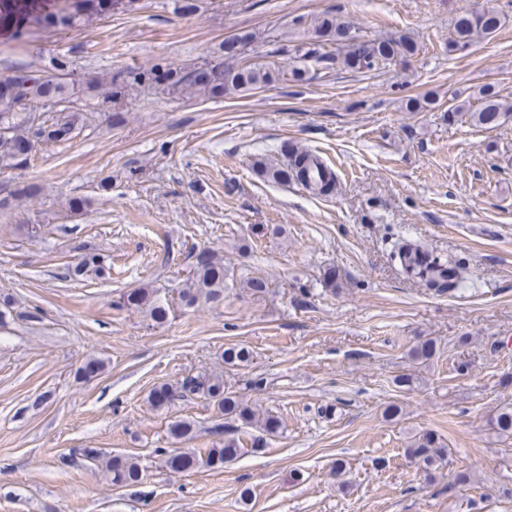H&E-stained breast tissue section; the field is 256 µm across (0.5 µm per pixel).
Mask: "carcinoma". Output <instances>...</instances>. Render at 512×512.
<instances>
[{"mask_svg": "<svg viewBox=\"0 0 512 512\" xmlns=\"http://www.w3.org/2000/svg\"><path fill=\"white\" fill-rule=\"evenodd\" d=\"M135 0H0V32L10 40L21 39L20 28L28 33L48 28L65 30L86 21L107 14L125 12L132 8ZM501 26V18L494 12L465 13L458 18L448 42L451 50L465 49L495 33ZM349 25L335 17H324L313 23L307 30L313 47L304 50L291 46L293 38L285 37L278 51L289 56L296 66L290 71L291 78L302 81L311 73L308 62L326 69L336 61L368 72L382 71L397 59L412 55L416 51L414 40L407 35L384 40H360L350 38L343 41ZM57 74L28 76L18 90L0 86V127L8 129L6 141H0V170L13 169L27 163L36 144L43 141H67L79 127L81 115L63 109L68 102V85L64 79L66 65L56 67ZM284 73L273 64L264 63L254 56L244 57L227 48L223 58L212 65L183 66L146 70H122L112 73L106 82L102 102H114L152 85H162L170 95L194 93L205 100L224 97L227 92L251 93L280 79ZM37 100L42 105L59 108L58 117L48 122L35 121V114L29 111L30 102ZM512 116V103L505 101L491 85L479 88V106L470 111V119L478 126L497 125ZM256 166L261 174L274 182L294 179L307 191L317 195L329 188L325 183V165L314 155L307 159H294L280 166H269L259 160ZM393 256L406 272L425 281L436 289L447 284L441 279L448 275V263L429 254L412 253L408 242L399 241L394 245ZM90 266L103 268L101 257L84 255L73 266L67 267L66 276H79ZM234 278V271L224 266V259L218 253L205 251V259L194 265L192 275L179 289L181 303L187 307L202 304H217L224 301L227 281ZM155 290L136 288L121 297L118 306L145 313L157 324L167 321L169 307L157 301ZM221 358L226 365L246 367L252 361L253 353L245 346L234 345L224 348ZM196 395L211 402L224 415L254 427L266 435H273L281 427L277 416L269 411L248 404L247 401L228 390L224 375H189L177 385L162 384L149 395L151 406L156 409L169 407L176 400ZM489 424L499 436H512V404L500 407L490 418ZM195 423L180 419L171 423L170 433L179 441L194 438ZM240 451L238 440L228 438L211 448H174L163 451L164 464L174 473L198 467L222 468L234 460ZM424 470H433L445 461L448 448L433 432L418 434L407 449ZM82 455L89 462L100 464L101 471L109 482L118 487L131 486L143 479L145 467L134 455L108 456L94 448L82 449Z\"/></svg>", "mask_w": 512, "mask_h": 512, "instance_id": "cac0c4a2", "label": "carcinoma"}]
</instances>
